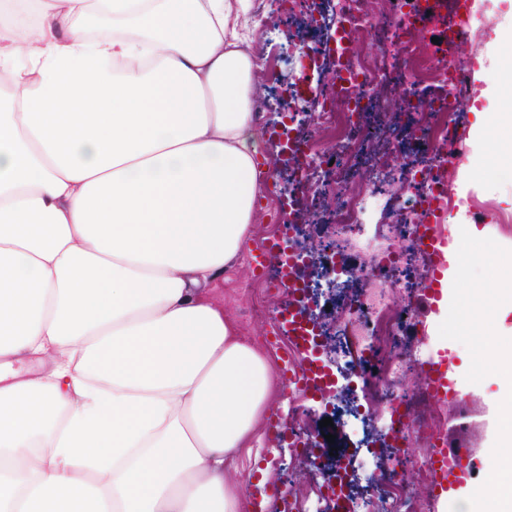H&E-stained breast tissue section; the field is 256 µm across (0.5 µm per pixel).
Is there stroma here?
<instances>
[{"instance_id": "obj_1", "label": "stroma", "mask_w": 512, "mask_h": 512, "mask_svg": "<svg viewBox=\"0 0 512 512\" xmlns=\"http://www.w3.org/2000/svg\"><path fill=\"white\" fill-rule=\"evenodd\" d=\"M340 0H306L287 23L272 21L264 24L261 33L250 36L246 42L248 51L257 56L261 64V75L253 80V98L261 110L257 129L261 135V155L272 167L276 180H284L286 167L281 159L280 145L274 136V127L283 111L293 105V95L307 93L324 94L331 88L334 68L324 63L321 74L308 72L304 52L311 43L325 42L332 32L335 13ZM512 17V0H494L487 28L471 32L470 41L457 54L462 66L472 68L473 82L470 86V111L462 113L459 125L471 128L475 121V109L484 107L482 92L488 82L496 76L495 57L503 49L497 42L500 24ZM404 83L401 79L379 84L372 92V106L362 120L363 130L358 133L361 164L372 162L375 154L385 144L394 149L387 157L390 167L405 169L413 160L428 154L427 139L411 137L409 129L418 120L410 112L391 111V104L401 97ZM458 171L449 178L451 194L467 192L478 202L473 215L475 227L483 237L495 240L499 245L512 249V172L500 165V139L491 134L484 161H476L473 150L466 139H455ZM471 170L470 183H463L460 173ZM281 207L280 200L274 199L270 190H263L255 207L254 227L250 246L224 269L223 279L210 290L214 303L234 323L239 336L255 342L273 364V395L268 405L267 416L262 417L258 428V449L242 451L236 458L232 476L247 478L256 468H265L264 512H283L291 507L292 512H315L318 503L324 502V471L312 462L291 463L290 448L278 441L275 427H287L288 408L300 400L301 394L289 382L288 376L294 367L308 364L306 352L288 348V336L283 332L275 311L287 303L290 293L285 288H269L264 276L273 272L277 259L276 248L266 240L267 226L271 213ZM265 258V265L254 268L253 255ZM396 309L402 311L405 320L406 344L409 355H423L430 359L447 356L448 374L458 389L478 396L486 408H493L500 394V385L494 377H486L481 383L472 384L458 376L457 369L469 352L463 344H455L453 350L443 351L438 339L430 331L431 316L426 313L419 294L401 297L395 301ZM354 401L346 396L341 401L345 408V423L331 428L321 427L324 415L315 411L309 414L306 427L310 434L334 435L337 447L350 452L372 444L379 438L380 426L374 421H364L349 415L348 409ZM492 423L474 418H461L459 409L449 410L447 425L442 433L445 445L454 448L475 450L480 461H487L490 455V434ZM291 470L292 482L285 485L280 481L284 470Z\"/></svg>"}]
</instances>
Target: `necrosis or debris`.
<instances>
[{"mask_svg": "<svg viewBox=\"0 0 512 512\" xmlns=\"http://www.w3.org/2000/svg\"><path fill=\"white\" fill-rule=\"evenodd\" d=\"M424 12L430 13L432 26L447 27V0H388L386 11L380 15L365 10L361 0H348L336 16L335 31L346 34L348 41L337 44L334 53L341 78L335 83L333 97L320 99L316 111L307 118L294 114L288 117L289 125L304 121L311 130L309 136L293 139L288 148L289 195L309 187L318 197L327 189H334L338 205L330 222L350 227L349 236L336 248L308 258V266L317 268V275L306 276L281 263L269 280L270 287L285 286L292 294L294 347L316 352L330 344L336 351L334 361L319 359L296 372L295 385L303 391H318L330 401L348 392L365 390L368 401L357 404L356 412L375 417L385 435L384 448L370 449L369 454L389 458L385 471H372L364 491L357 496L351 491V463L335 466L330 478L331 503L342 512H372V504L378 502L385 503L389 512H432L430 499L415 494L402 474L405 468H413V479L418 482L430 479L437 469L441 457L440 403H423L415 396L392 390L401 376L415 377L423 362L406 355L404 318L391 302L395 295H409L429 285L428 277L414 276L413 267L427 259L422 236L432 237L445 229V179L449 168L456 164L448 154V140L465 106L450 80L454 66L443 46L432 42L426 45L435 61L434 68L423 69L411 63L416 50L411 43V25ZM380 30L385 33L384 55L401 56L407 76L408 91L399 100V110L414 111L422 84L435 85L440 92L433 96L428 120L421 128L422 134L431 139L426 161L412 164L403 177L381 169L367 179L352 170L356 148L345 130L360 112L367 110L370 92L385 71L371 61H354L349 45ZM320 128L334 133L335 151L325 155L317 152L312 132ZM390 193L404 200L398 225L412 241V252L397 251L394 235L384 231L369 237L362 227L361 213L367 198ZM358 253L371 256L372 263L368 287L356 289L352 283L359 272L346 259ZM331 282L343 288L344 294L336 310L335 334L328 337L314 312L316 297L326 294Z\"/></svg>", "mask_w": 512, "mask_h": 512, "instance_id": "4bbe7bcc", "label": "necrosis or debris"}]
</instances>
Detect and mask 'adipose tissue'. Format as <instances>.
<instances>
[{
  "label": "adipose tissue",
  "mask_w": 512,
  "mask_h": 512,
  "mask_svg": "<svg viewBox=\"0 0 512 512\" xmlns=\"http://www.w3.org/2000/svg\"><path fill=\"white\" fill-rule=\"evenodd\" d=\"M250 9L0 0V512H240L270 361L209 290L273 177Z\"/></svg>",
  "instance_id": "ef3b65f1"
}]
</instances>
